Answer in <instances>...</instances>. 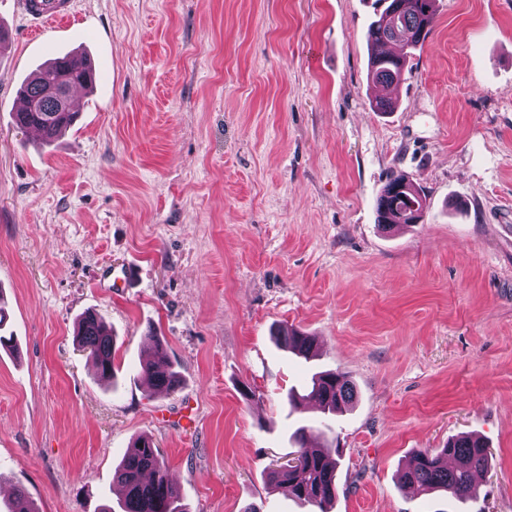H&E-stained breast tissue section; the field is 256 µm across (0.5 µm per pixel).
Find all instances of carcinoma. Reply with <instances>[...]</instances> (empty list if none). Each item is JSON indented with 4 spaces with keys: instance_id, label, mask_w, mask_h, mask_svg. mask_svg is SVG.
Here are the masks:
<instances>
[{
    "instance_id": "cac0c4a2",
    "label": "carcinoma",
    "mask_w": 512,
    "mask_h": 512,
    "mask_svg": "<svg viewBox=\"0 0 512 512\" xmlns=\"http://www.w3.org/2000/svg\"><path fill=\"white\" fill-rule=\"evenodd\" d=\"M378 19L368 29L371 50L369 77L378 84H398L405 80L407 63L421 49L432 32L436 15V0H377ZM89 62L85 56L69 64L48 62L41 66L23 85L21 96L26 111L14 117L15 125L41 129L45 143L56 140L74 124L77 113L69 109L72 85L85 79ZM426 207V196L405 176L391 175L377 199L378 223L388 228L396 224H417ZM276 341L300 357L314 350V339L293 329L278 330ZM151 355L142 365V372L157 390L172 391L179 384L178 372L162 341L151 337ZM77 342L89 351L100 379H112V331L96 313L82 316L77 327ZM355 389L342 372H320L311 378V390L306 395H288L291 410L303 407L307 399L314 400L323 414L321 424L329 428V416L349 405ZM308 427L301 426L293 434L298 445L300 463L269 471V481L288 485L290 494L314 512H330L336 499L339 462L328 448H312L308 444ZM490 455L480 438L460 435L434 450H419L410 457L401 481L418 492L431 494L445 491L459 502H465L479 492L474 480L477 473L489 468ZM113 481L124 488L121 512H185L178 488L169 478L159 450L146 437L134 439L113 474ZM8 512H36L23 488H17Z\"/></svg>"
}]
</instances>
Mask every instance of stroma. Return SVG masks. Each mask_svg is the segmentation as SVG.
<instances>
[{"instance_id": "1", "label": "stroma", "mask_w": 512, "mask_h": 512, "mask_svg": "<svg viewBox=\"0 0 512 512\" xmlns=\"http://www.w3.org/2000/svg\"><path fill=\"white\" fill-rule=\"evenodd\" d=\"M374 19L372 0H76L41 38L0 0V507L19 487L38 512L118 506L145 435L188 512H304L266 475L297 427L322 444L315 404L286 395L336 370L358 400L333 424L332 512H454L400 474L462 433L491 456L463 512H512V0H438L392 112L372 108ZM51 47L101 75L45 144L13 112ZM393 173L427 208L385 230ZM90 311L108 385L76 342ZM153 331L170 392L139 371ZM77 342L89 351L99 378L104 381L111 380L113 339L107 323L94 312L86 313L78 322ZM273 336L285 348L300 357H307L314 350V339L293 329L276 331Z\"/></svg>"}]
</instances>
